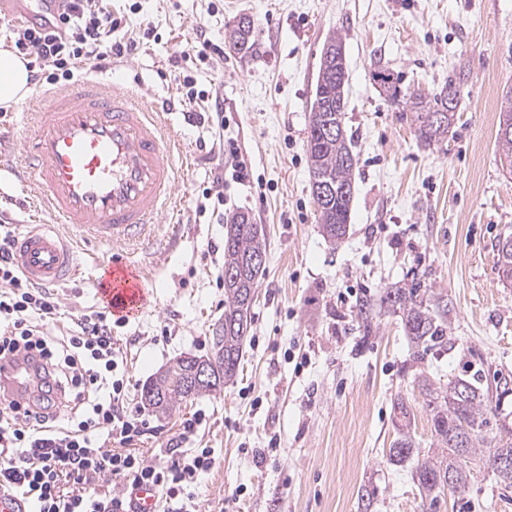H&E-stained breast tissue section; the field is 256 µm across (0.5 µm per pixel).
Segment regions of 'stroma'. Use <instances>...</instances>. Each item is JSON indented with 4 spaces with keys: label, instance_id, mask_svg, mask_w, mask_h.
<instances>
[{
    "label": "stroma",
    "instance_id": "stroma-1",
    "mask_svg": "<svg viewBox=\"0 0 512 512\" xmlns=\"http://www.w3.org/2000/svg\"><path fill=\"white\" fill-rule=\"evenodd\" d=\"M121 25L115 40L136 41L107 76L145 98L176 104L169 125L187 156L178 165V220L155 228L177 237L148 275L149 303L113 328L129 381L126 406L150 431L136 447L152 464L161 448L214 451L216 464L196 488L200 512H421L410 466L388 463L398 437L394 406L410 408L416 447L434 443L419 374L448 381L482 369L485 381L512 385V284L501 281L496 245L512 234V172L500 163L501 101L512 92V0H104ZM254 22L256 50L224 45L229 25ZM222 45L199 60V34ZM341 34L348 68L346 125L358 156L356 194L342 240L320 231L305 151L326 40ZM385 66L402 91L460 89L447 138L426 146L411 113L380 94L372 74ZM192 75L202 98L183 101L175 81ZM223 125L188 122L211 96ZM235 143L251 171L236 182L224 146ZM224 194L211 213L203 188ZM26 192L0 178V225L21 234L42 223ZM244 212L263 225L268 251L253 327L237 378L219 394L188 401L171 416L140 401L143 384L175 358L205 354L224 311V227ZM79 278L51 289L73 317L102 310L95 282L112 256L106 244L81 243ZM419 276L448 294L447 346L418 356L395 314L364 333L355 317L363 298ZM303 369H296V362ZM205 419L195 436L183 425ZM276 440L256 463L252 449ZM371 493L372 508L360 496ZM440 512H512V488L482 473L467 495L446 492Z\"/></svg>",
    "mask_w": 512,
    "mask_h": 512
}]
</instances>
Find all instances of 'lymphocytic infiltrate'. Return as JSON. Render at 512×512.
I'll use <instances>...</instances> for the list:
<instances>
[{
	"instance_id": "lymphocytic-infiltrate-1",
	"label": "lymphocytic infiltrate",
	"mask_w": 512,
	"mask_h": 512,
	"mask_svg": "<svg viewBox=\"0 0 512 512\" xmlns=\"http://www.w3.org/2000/svg\"><path fill=\"white\" fill-rule=\"evenodd\" d=\"M118 25L96 0H67L53 24L18 27L14 47L35 59L40 80L67 83L82 65L124 53L112 38ZM13 242L11 231L0 233V361L36 354L44 383L40 413L0 415V488L26 498L33 512H130L125 488L148 484L171 512H198L194 489L215 463L211 449L167 448L162 466L136 453L132 444L149 425L123 406L111 314L80 315L65 334H52L59 308L20 273Z\"/></svg>"
}]
</instances>
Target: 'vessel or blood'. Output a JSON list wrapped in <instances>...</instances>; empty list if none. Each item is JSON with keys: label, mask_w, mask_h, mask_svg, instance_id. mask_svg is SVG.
<instances>
[{"label": "vessel or blood", "mask_w": 512, "mask_h": 512, "mask_svg": "<svg viewBox=\"0 0 512 512\" xmlns=\"http://www.w3.org/2000/svg\"><path fill=\"white\" fill-rule=\"evenodd\" d=\"M60 2L0 0V17L45 24ZM17 107L26 113L30 146L10 172L49 221L29 225L16 239L15 264L33 283L58 285L81 273L63 231L112 244L116 251L97 291L114 315L137 312L146 273L123 252L153 240L160 218L175 212V160L184 154L179 135L164 123L158 103L92 71L59 89L31 84ZM37 366L34 358L0 363V400L32 401ZM128 495L133 512H158L154 487H132Z\"/></svg>", "instance_id": "vessel-or-blood-1"}]
</instances>
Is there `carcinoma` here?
Listing matches in <instances>:
<instances>
[{
  "label": "carcinoma",
  "instance_id": "obj_1",
  "mask_svg": "<svg viewBox=\"0 0 512 512\" xmlns=\"http://www.w3.org/2000/svg\"><path fill=\"white\" fill-rule=\"evenodd\" d=\"M253 25L234 24L226 35L230 47L246 56L254 51ZM382 92L390 99L403 98L405 105L414 112L418 137L425 143L438 142L448 136L456 113L450 112L442 123L430 115L448 108V95L459 94L453 80L434 94L418 91L401 94L393 81L392 73L382 69L374 74ZM348 75L343 73L336 57L321 59L315 95L327 104L324 112H310L306 153L310 180L317 178L331 184L336 196L325 199L312 195L323 235L336 240L345 236L350 223L354 199V174L358 159L352 139L345 126V112L336 111V103L345 100ZM497 142L500 160L506 168L512 167V127L498 129ZM267 256L264 228L255 224L245 214L235 216L225 226L224 272L236 275L224 277L223 355L215 357V340H210L209 351L204 355L181 356L161 370L141 389V402L157 415L168 417L188 401L202 394L217 393L232 381L243 359V347L250 336L253 322V305L248 303L250 293L256 292L261 271L240 270L243 259ZM380 306L400 314L407 336L414 343L429 349L448 339V295L432 286L411 280L387 289L380 297ZM356 317L363 329L371 331L373 304L365 299L356 307ZM216 362L212 380L195 386L188 393L184 381L197 363ZM419 386L430 397L431 421L436 438V448L426 457L415 447L410 435V411L402 401L397 402L398 427L401 437L389 449L388 462L400 465L416 460L412 479L421 498L422 512H437L445 490L458 494L468 491L475 481L468 463L485 462L498 451L512 454V422L501 420L490 426V417L499 415L501 392L508 391L500 385L483 382L480 370L469 378H457L446 384L437 383L429 376H418Z\"/></svg>",
  "mask_w": 512,
  "mask_h": 512
}]
</instances>
